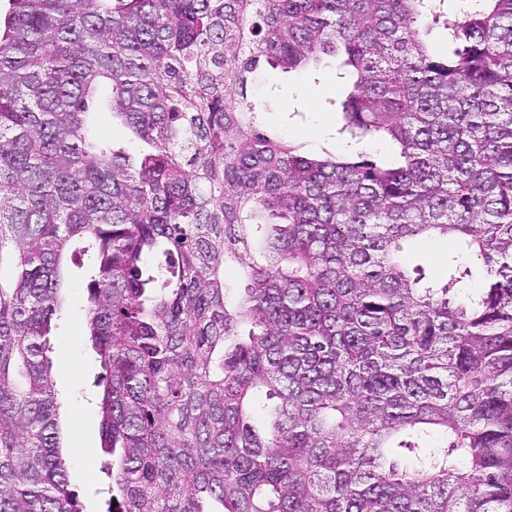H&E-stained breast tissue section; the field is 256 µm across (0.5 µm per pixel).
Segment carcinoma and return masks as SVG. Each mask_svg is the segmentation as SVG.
<instances>
[{
  "label": "carcinoma",
  "mask_w": 512,
  "mask_h": 512,
  "mask_svg": "<svg viewBox=\"0 0 512 512\" xmlns=\"http://www.w3.org/2000/svg\"><path fill=\"white\" fill-rule=\"evenodd\" d=\"M338 53L346 150L259 128L261 64ZM102 87L148 149L96 138ZM433 236L478 287L408 269ZM76 239L107 512H512V0H9L0 512H84L49 369Z\"/></svg>",
  "instance_id": "carcinoma-1"
}]
</instances>
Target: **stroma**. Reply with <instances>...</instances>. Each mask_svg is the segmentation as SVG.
Returning <instances> with one entry per match:
<instances>
[{
	"instance_id": "obj_1",
	"label": "stroma",
	"mask_w": 512,
	"mask_h": 512,
	"mask_svg": "<svg viewBox=\"0 0 512 512\" xmlns=\"http://www.w3.org/2000/svg\"><path fill=\"white\" fill-rule=\"evenodd\" d=\"M340 60L322 57L312 68L290 74L264 67L251 80L261 102V128L304 143L308 149L337 151L336 127L340 116L335 104L349 84L340 79ZM453 240L431 238L409 241L404 256L410 266L421 267L428 279H443ZM90 258L67 264L64 317L51 336L52 378L60 403L59 432L62 455L68 463L72 489L78 491L86 512H106L109 480L102 467L100 412L103 370L91 349L86 327L87 283Z\"/></svg>"
}]
</instances>
